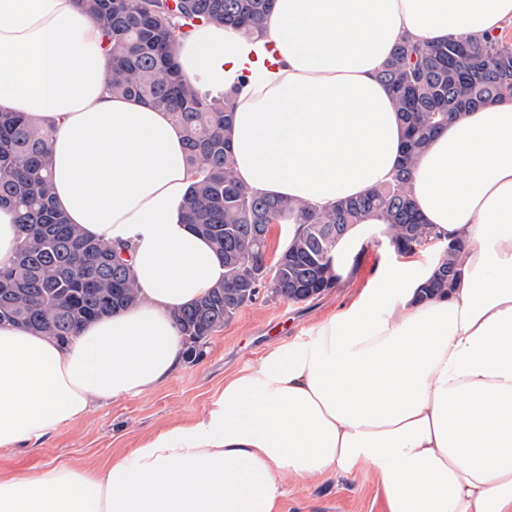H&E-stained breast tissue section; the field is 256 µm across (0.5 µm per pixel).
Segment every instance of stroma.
<instances>
[{
    "label": "stroma",
    "mask_w": 512,
    "mask_h": 512,
    "mask_svg": "<svg viewBox=\"0 0 512 512\" xmlns=\"http://www.w3.org/2000/svg\"><path fill=\"white\" fill-rule=\"evenodd\" d=\"M397 260L385 242L373 238L359 252L354 276L320 296L296 304L262 294L214 332L201 355L184 361L158 389L94 405L80 422L36 447L0 450V474H26L61 463L96 465L138 447L172 423L201 415L226 377L256 364L276 342L306 339L320 320L354 300L382 268ZM277 512H385V503L372 472L326 474L288 479Z\"/></svg>",
    "instance_id": "1"
}]
</instances>
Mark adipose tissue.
I'll return each mask as SVG.
<instances>
[{
	"label": "adipose tissue",
	"mask_w": 512,
	"mask_h": 512,
	"mask_svg": "<svg viewBox=\"0 0 512 512\" xmlns=\"http://www.w3.org/2000/svg\"><path fill=\"white\" fill-rule=\"evenodd\" d=\"M512 0H273L263 36L208 24L175 46L182 76L236 92L231 148L249 192L319 211L390 181L403 126L378 73L403 39H483ZM101 31L76 0H0V112L55 135V203L129 245L133 306L67 343L0 324V449L149 393L180 368L177 310L224 277L182 218L191 182L169 113L113 94ZM412 200L464 242L448 289L435 261L384 268L310 340L224 381L198 418L92 468L0 476V512H276L287 476L372 470L387 512H512V99L450 118L415 161ZM381 219L332 253L347 279Z\"/></svg>",
	"instance_id": "1"
}]
</instances>
